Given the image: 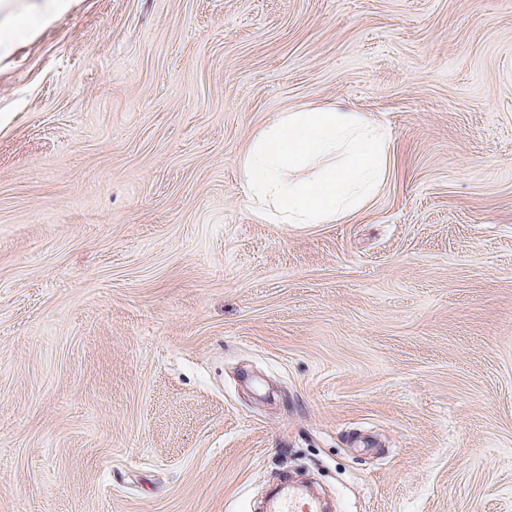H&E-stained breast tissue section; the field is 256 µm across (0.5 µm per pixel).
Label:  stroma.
I'll return each mask as SVG.
<instances>
[{
  "instance_id": "35a3bbf8",
  "label": "stroma",
  "mask_w": 512,
  "mask_h": 512,
  "mask_svg": "<svg viewBox=\"0 0 512 512\" xmlns=\"http://www.w3.org/2000/svg\"><path fill=\"white\" fill-rule=\"evenodd\" d=\"M391 133L269 224L279 112ZM512 512V0H68L0 56V512ZM390 141L382 125L333 105L279 112L243 154L245 194L252 210L273 224L335 223L377 193ZM336 155L340 164H324ZM301 169L314 172L294 176Z\"/></svg>"
}]
</instances>
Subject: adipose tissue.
<instances>
[{
	"mask_svg": "<svg viewBox=\"0 0 512 512\" xmlns=\"http://www.w3.org/2000/svg\"><path fill=\"white\" fill-rule=\"evenodd\" d=\"M64 0H38L27 15L0 0V51L31 25L50 23ZM390 134L357 112L335 106L280 112L251 141L241 160L253 211L276 224H332L378 191L389 161ZM301 169L310 177L298 178Z\"/></svg>",
	"mask_w": 512,
	"mask_h": 512,
	"instance_id": "ef3b65f1",
	"label": "adipose tissue"
}]
</instances>
